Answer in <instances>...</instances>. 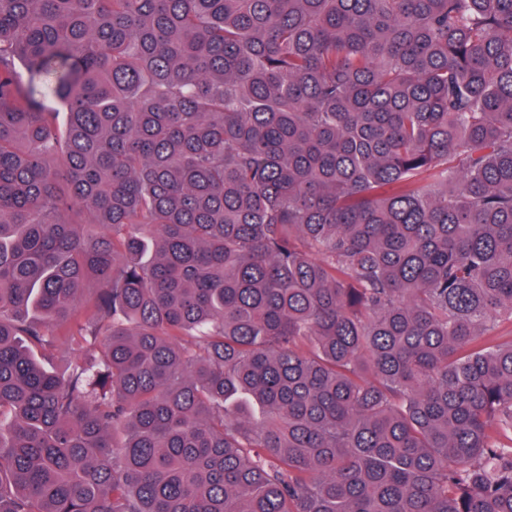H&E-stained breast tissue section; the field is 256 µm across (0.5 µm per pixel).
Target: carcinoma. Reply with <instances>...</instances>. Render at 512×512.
Returning a JSON list of instances; mask_svg holds the SVG:
<instances>
[{
	"label": "carcinoma",
	"mask_w": 512,
	"mask_h": 512,
	"mask_svg": "<svg viewBox=\"0 0 512 512\" xmlns=\"http://www.w3.org/2000/svg\"><path fill=\"white\" fill-rule=\"evenodd\" d=\"M505 320L512 0H0V512H512Z\"/></svg>",
	"instance_id": "carcinoma-1"
}]
</instances>
